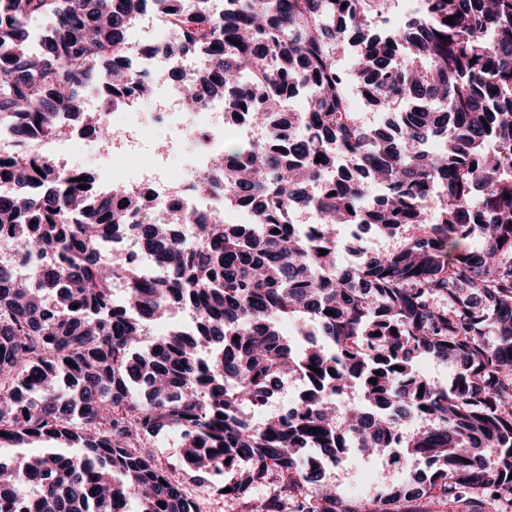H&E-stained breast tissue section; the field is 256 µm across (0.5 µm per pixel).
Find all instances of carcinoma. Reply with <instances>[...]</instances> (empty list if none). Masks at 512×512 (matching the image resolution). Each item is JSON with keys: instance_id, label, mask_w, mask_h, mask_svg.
I'll list each match as a JSON object with an SVG mask.
<instances>
[{"instance_id": "obj_1", "label": "carcinoma", "mask_w": 512, "mask_h": 512, "mask_svg": "<svg viewBox=\"0 0 512 512\" xmlns=\"http://www.w3.org/2000/svg\"><path fill=\"white\" fill-rule=\"evenodd\" d=\"M176 2L0 0V123L16 135L0 160L11 186L0 195V447L82 449L0 460V512L31 494L34 512H125L130 492L139 512H199L186 470L233 472L219 481L229 500L278 486L265 512L512 506V0H423L375 34L365 0H228L219 19L209 0L186 12ZM148 5L176 31L166 52L207 54L181 79L187 110L224 99L264 127L224 144L201 178L200 192L223 188L224 209L197 220L192 245L181 210L103 194L35 149L61 119L85 116L79 84L104 85L113 108L135 87L152 94L111 66ZM347 51L372 103L404 104L395 120L358 117L336 58ZM291 83L307 106L285 114ZM434 138L443 149L424 150ZM247 204L251 223H226ZM307 211L324 223H293ZM338 226L394 245L341 265ZM131 233L164 272L113 247ZM180 310L192 330L143 347L146 329ZM423 358L452 366L447 385L416 370ZM287 378L305 394L252 423L246 410ZM170 428L180 466L163 468L144 449ZM350 448L428 470L345 499L324 473ZM46 448H54L57 452L63 454H79L81 452L80 448H72L69 444L64 441H51V442H42V441H30L24 442L21 445H18L17 448H2L1 453L5 456H17L21 453H30L38 450H45Z\"/></svg>"}]
</instances>
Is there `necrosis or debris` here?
I'll list each match as a JSON object with an SVG mask.
<instances>
[{
	"mask_svg": "<svg viewBox=\"0 0 512 512\" xmlns=\"http://www.w3.org/2000/svg\"><path fill=\"white\" fill-rule=\"evenodd\" d=\"M155 29L154 14L144 12L130 30L128 44L132 53L122 61L123 66L153 79L152 111H138L139 99L133 96L126 108L113 112L104 93H91L84 101L86 111L91 112L94 122L111 126L113 135L108 139L90 136L88 149L105 162L149 153L147 164L128 168L117 179L132 192L152 196L159 209L180 204L187 215L184 237L189 240L195 235L197 218L216 205L212 196L196 193L195 187L209 169L212 156L224 148V105L212 102L187 111L183 87L171 81L169 75L174 71L194 75L206 68L207 60L191 52L166 54ZM175 158L180 166L172 177L168 169Z\"/></svg>",
	"mask_w": 512,
	"mask_h": 512,
	"instance_id": "obj_1",
	"label": "necrosis or debris"
}]
</instances>
